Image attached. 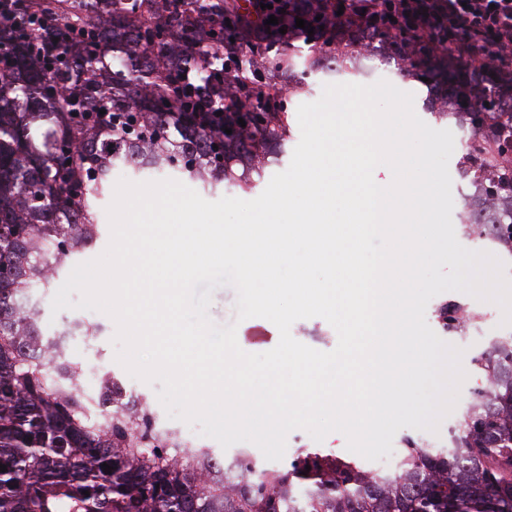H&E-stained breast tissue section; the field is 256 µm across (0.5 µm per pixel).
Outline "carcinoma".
<instances>
[{
  "instance_id": "1",
  "label": "carcinoma",
  "mask_w": 512,
  "mask_h": 512,
  "mask_svg": "<svg viewBox=\"0 0 512 512\" xmlns=\"http://www.w3.org/2000/svg\"><path fill=\"white\" fill-rule=\"evenodd\" d=\"M243 11L240 0H16L0 11V512H512V336L470 360L482 381L446 446L408 438L387 472L305 448L285 468L239 453L220 474L192 463L177 431H158L150 402L115 374L88 391L57 337L97 327L72 319L47 334L44 296L99 239L113 168L248 191L262 170L236 165L279 162L288 140L271 76L336 73L334 17L288 8L289 25L314 28L301 54L248 38ZM367 12L370 42L449 98L434 117L469 131L461 232L512 257V75L479 48L458 53L453 33L418 39L390 0ZM211 122L232 133L213 140ZM436 317L453 332L474 320L457 301Z\"/></svg>"
}]
</instances>
